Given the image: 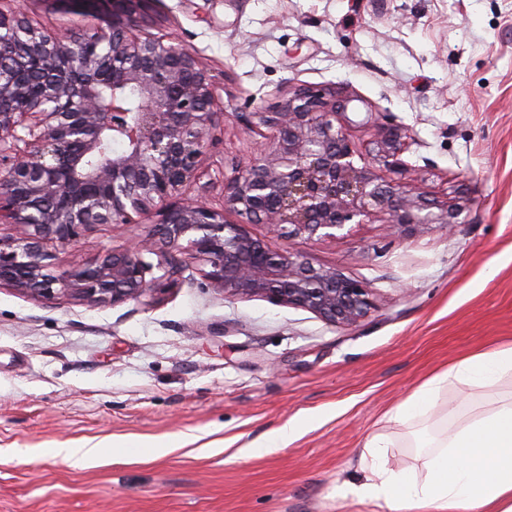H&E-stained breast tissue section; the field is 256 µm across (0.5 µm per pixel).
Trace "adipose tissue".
<instances>
[{
    "label": "adipose tissue",
    "instance_id": "1",
    "mask_svg": "<svg viewBox=\"0 0 512 512\" xmlns=\"http://www.w3.org/2000/svg\"><path fill=\"white\" fill-rule=\"evenodd\" d=\"M508 375L512 345L473 354L428 380L390 418L428 414L450 383L488 393ZM434 443L420 453L418 469H394L386 462L389 440L373 436L362 458L368 477L349 493L368 500L374 512H512V401H498L463 423L445 415Z\"/></svg>",
    "mask_w": 512,
    "mask_h": 512
}]
</instances>
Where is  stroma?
<instances>
[{"label": "stroma", "mask_w": 512, "mask_h": 512, "mask_svg": "<svg viewBox=\"0 0 512 512\" xmlns=\"http://www.w3.org/2000/svg\"><path fill=\"white\" fill-rule=\"evenodd\" d=\"M31 25L67 37L103 22L58 0H24ZM148 32L195 53L218 89L207 175L252 161L247 129L297 87L343 92L366 152L378 126L408 132L403 158L427 194L462 206L451 230L395 238L378 219L305 245L314 265L365 281L359 326L210 288L202 262L138 301L37 300L0 287V512H370L347 494L371 437L394 469L414 463L435 417L485 404L461 383L431 417L397 404L471 354L512 343V0H143ZM150 219L96 224L46 243L55 270L149 237ZM293 421L275 453L241 462ZM128 441L132 459L87 468L41 448ZM196 440L163 457L148 442Z\"/></svg>", "instance_id": "35a3bbf8"}]
</instances>
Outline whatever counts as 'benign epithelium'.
Returning <instances> with one entry per match:
<instances>
[{"label": "benign epithelium", "instance_id": "benign-epithelium-1", "mask_svg": "<svg viewBox=\"0 0 512 512\" xmlns=\"http://www.w3.org/2000/svg\"><path fill=\"white\" fill-rule=\"evenodd\" d=\"M60 2L105 19L108 31L66 39L33 27L18 8L0 9V223L21 228L0 239V286L35 299L68 293L95 304L138 301L156 284L146 278L151 266L142 252L170 277L181 270L177 255L186 254L209 267L208 284L226 295L262 297L355 327L374 307L372 289L313 265L300 245L334 241L370 216L395 237L460 223L462 207L422 191L401 158L404 128L379 126L373 164L360 165L348 100L310 88L246 118L273 134L250 166L222 177V208L179 198L203 174L215 124L208 73L189 49L140 29L131 15L136 0ZM110 139L124 150L106 153ZM150 214L157 232L145 241L62 272L47 262L49 240L65 244L92 225ZM249 224L268 225L283 247L252 236Z\"/></svg>", "mask_w": 512, "mask_h": 512}]
</instances>
